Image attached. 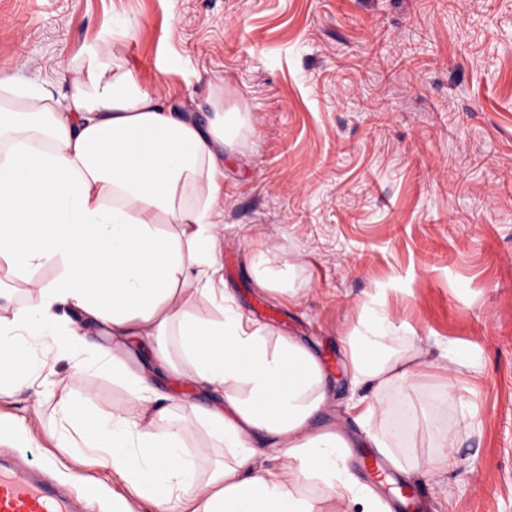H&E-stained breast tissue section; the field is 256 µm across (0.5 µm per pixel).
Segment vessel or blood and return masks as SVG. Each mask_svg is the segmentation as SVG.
Wrapping results in <instances>:
<instances>
[{
  "label": "vessel or blood",
  "mask_w": 512,
  "mask_h": 512,
  "mask_svg": "<svg viewBox=\"0 0 512 512\" xmlns=\"http://www.w3.org/2000/svg\"><path fill=\"white\" fill-rule=\"evenodd\" d=\"M95 494L75 495L53 480L45 464L0 458V512H94Z\"/></svg>",
  "instance_id": "vessel-or-blood-1"
}]
</instances>
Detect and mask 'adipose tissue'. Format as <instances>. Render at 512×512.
Instances as JSON below:
<instances>
[{"mask_svg":"<svg viewBox=\"0 0 512 512\" xmlns=\"http://www.w3.org/2000/svg\"><path fill=\"white\" fill-rule=\"evenodd\" d=\"M117 52L99 43L57 92L23 94L0 78V262L27 287L0 317V381L27 361L25 337L76 338L94 323L128 404L82 440L152 512H336L345 500L384 512L350 474L341 435L313 429L327 403L319 361L224 292V155L244 145L247 113L225 111L214 92L213 116L200 121L132 71L113 72ZM47 265L56 277L35 278ZM368 329L346 337V370L372 447L397 465L374 410L423 367V340L401 337L381 310H369ZM134 342L153 343L158 367L215 394L212 407L133 372ZM196 425L208 442L191 449ZM266 448L285 449L288 464L259 463ZM219 451L223 460L198 470Z\"/></svg>","mask_w":512,"mask_h":512,"instance_id":"1","label":"adipose tissue"}]
</instances>
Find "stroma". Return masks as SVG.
Instances as JSON below:
<instances>
[{"instance_id":"1","label":"stroma","mask_w":512,"mask_h":512,"mask_svg":"<svg viewBox=\"0 0 512 512\" xmlns=\"http://www.w3.org/2000/svg\"><path fill=\"white\" fill-rule=\"evenodd\" d=\"M113 37L117 67L191 99L198 117L216 87L225 111L247 106L245 147L224 156V287L323 363L329 404L314 427L345 430L359 484L372 481L344 338L367 306L440 357L410 405L450 388L460 399L394 441L419 512H512V0H0V77L59 85ZM259 255L278 291L257 288ZM50 342L53 385L0 398V453L47 462L115 512L124 489L110 471L49 434L61 400L88 417L125 408L124 385L96 366L109 341ZM72 354L91 369L73 373ZM440 427L458 464L432 477Z\"/></svg>"}]
</instances>
